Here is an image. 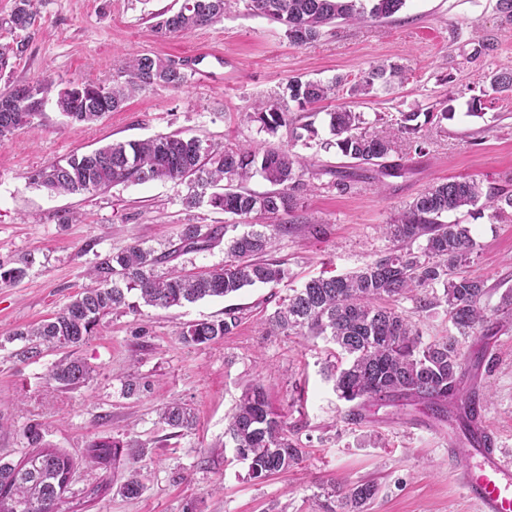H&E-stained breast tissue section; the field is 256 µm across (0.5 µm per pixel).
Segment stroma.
<instances>
[{
	"mask_svg": "<svg viewBox=\"0 0 512 512\" xmlns=\"http://www.w3.org/2000/svg\"><path fill=\"white\" fill-rule=\"evenodd\" d=\"M182 2L36 0L33 28H0L1 44H28L0 76V89L39 79L58 87L108 84L130 52L185 63L187 73L181 87L146 88L91 125L71 124L46 104L31 125L0 145V262L33 259L21 283H0V457L21 460L30 451L27 429L38 427L44 447L75 463L65 512H321L323 490L335 480L377 482L370 512H478L448 463L449 449L464 445L456 422L437 421L426 404L403 401L370 407L365 422L348 423V405L327 377L335 345L269 334L267 320L290 289L388 251L381 224L429 186L451 177L474 176L488 186L512 178V96L487 100L480 118L467 106L487 73L512 65V21L498 0H407L391 18L331 25L299 46L280 25L247 15L242 0H229L221 23L157 34L155 15L177 11ZM480 37L494 39L497 49L475 59L471 51ZM381 63L399 65L402 79L359 104L367 117L425 112L449 98L455 107L453 119L423 126L424 154H408L399 144L408 168L386 178L382 190L362 182L351 193H336L330 171L347 158L293 141L287 128L271 134L241 118L256 100L279 93L289 77L329 82L344 75L355 82ZM176 132L222 148L285 147L308 159L313 191L265 227L268 255L284 263L289 280L180 308L114 311L76 351L91 367L90 379L75 388L49 382L63 351L22 359L23 343L12 339L13 331L58 313L88 285L99 256L135 242L163 252L177 245L182 225L212 227L237 218L206 203L185 210V188L171 182L58 195L32 185V171L75 152ZM67 211L76 223H59ZM463 221L478 243L469 272L488 286L512 288V223L496 221L487 208ZM315 222L322 233L313 232ZM229 308L238 317L231 334L201 345L182 340L190 324L223 319ZM482 347L491 368L466 373L462 386L490 395L484 426L512 455V324L486 339L470 337L464 351ZM130 381L140 386L136 394L125 390ZM255 382L306 450L294 468L262 481L249 478L225 434L228 415ZM173 400L193 408L192 429L160 421V408ZM106 438L138 454L139 497L106 489L109 472L87 462L91 443ZM98 485L102 494L88 498Z\"/></svg>",
	"mask_w": 512,
	"mask_h": 512,
	"instance_id": "stroma-1",
	"label": "stroma"
}]
</instances>
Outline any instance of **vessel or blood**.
Listing matches in <instances>:
<instances>
[{
  "mask_svg": "<svg viewBox=\"0 0 512 512\" xmlns=\"http://www.w3.org/2000/svg\"><path fill=\"white\" fill-rule=\"evenodd\" d=\"M485 434V428H478L475 449L454 454V469L479 512H512V457L486 441Z\"/></svg>",
  "mask_w": 512,
  "mask_h": 512,
  "instance_id": "1",
  "label": "vessel or blood"
}]
</instances>
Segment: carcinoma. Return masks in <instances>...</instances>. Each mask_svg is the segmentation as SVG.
<instances>
[{
	"label": "carcinoma",
	"mask_w": 512,
	"mask_h": 512,
	"mask_svg": "<svg viewBox=\"0 0 512 512\" xmlns=\"http://www.w3.org/2000/svg\"><path fill=\"white\" fill-rule=\"evenodd\" d=\"M210 0H184L181 8L161 15L155 31L179 35L197 27L224 20L227 0L211 8ZM247 12L277 23L295 44L316 40L323 27L332 23H355L366 19L389 18L399 12L406 0H244ZM34 0H13L11 11L0 18V28L27 31L35 25ZM27 50V43L0 45V74L12 60ZM400 72L395 64H378L368 76L352 84L342 77L324 83L320 80L290 78L282 92L258 100L243 113L244 120L275 133L289 129L291 138L304 143L317 136L312 114L307 108L337 95L347 88L351 98L372 97ZM187 73L173 60L147 54H134L126 62L122 78L106 86L107 94L94 83L71 82L56 89L48 81L15 84L0 92V144L14 132L30 125L34 109L52 98L57 110L72 123L89 124L122 107L139 90L153 85L181 87ZM512 96V67L485 75V85L469 102V114L482 115L484 98ZM296 104L292 111L290 104ZM455 109L448 104L440 111L414 109L399 113L392 122L381 114L369 121L365 113L342 103L327 113L332 140L320 143L335 147L342 156L354 160L370 179L399 177L405 165L388 161L395 140L405 141L408 149L420 155L425 141L420 135L422 122L451 120ZM303 158L280 147L259 152L250 147L221 149L199 137L178 134L158 135L140 141L118 142L88 153H73L34 170L31 183L51 193L81 194L123 183L151 180L172 181L187 186L183 206L190 210L206 201L227 214L249 218L252 215L277 216L298 205L302 193L310 190L305 179ZM262 177L274 190L256 194L244 188L255 176ZM331 186L340 194L351 192L355 177L344 171L332 172ZM493 209V218L512 222V192L494 186L484 187L475 177H450L417 196L403 210L381 225L382 234L396 247L353 272L320 275L300 288L291 289L269 317L271 331L288 335L323 336L335 344L346 363L328 371L338 397L354 403L347 414L350 421L363 420L362 410L369 403L403 400L421 401L444 418L455 406L475 426L489 400L472 392L465 396L461 383L468 369L464 352L466 339L486 336L512 320V289H505L498 304L489 305L496 289L463 270L470 262L477 242L465 224H446L441 217L450 212ZM237 225L205 229L185 224L179 243L168 253L136 242L119 252L101 258L90 270L93 284L82 289L55 316L17 332L27 341L19 355L38 359L43 349H76L90 336L106 315L121 308L150 306L160 309L181 307L207 297H227L256 284H278L288 278V269L278 261L263 258L269 237L249 230L227 236ZM224 238V267L197 274L182 275L174 270L159 274L155 268L169 259L203 249L209 242ZM424 244L414 248L417 240ZM30 259L14 267L0 264V282L16 284L26 276ZM441 289H436V286ZM136 301H128L129 294ZM385 298H406L422 311L443 309L451 328L448 335L426 342L419 330ZM235 312H225L217 321L193 323L183 331L186 343L204 344L221 339L236 327ZM89 366L78 357H67L56 364L49 380L63 387L78 386L90 379ZM160 419L173 429H190L194 416L184 404L172 401L160 412ZM238 456L248 463V476L263 480L298 465L305 451L288 434L285 416L272 408L264 387L249 385L242 392L227 430ZM28 440L36 446L27 457L14 464L0 461V512H61L70 482L65 473L74 468L73 460L55 448L39 447L37 428L28 430ZM123 445L101 440L88 448L90 462L108 467L120 459ZM116 492L135 498L143 486L136 467L128 468L115 484ZM379 487L373 482L332 485L327 493L325 512H365L376 499Z\"/></svg>",
	"instance_id": "cac0c4a2"
}]
</instances>
